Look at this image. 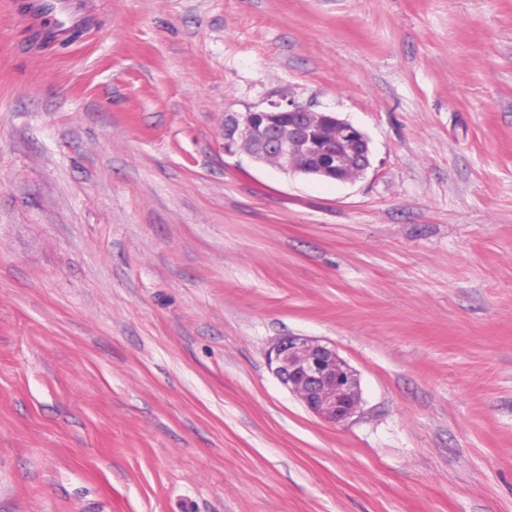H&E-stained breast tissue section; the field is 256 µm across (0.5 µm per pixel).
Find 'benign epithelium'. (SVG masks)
Here are the masks:
<instances>
[{
  "mask_svg": "<svg viewBox=\"0 0 512 512\" xmlns=\"http://www.w3.org/2000/svg\"><path fill=\"white\" fill-rule=\"evenodd\" d=\"M312 109L288 98L271 100L243 114L228 112L224 118V152L238 149L260 153L264 162L287 171L302 162V171L313 177L326 176L339 182H354L346 176L353 161L362 171L371 166L370 155L357 147L367 136L351 123L331 118L332 132L315 135L296 125ZM270 362L274 374L312 414L332 425H340L360 413V380L355 369L336 347L307 336H286L274 343Z\"/></svg>",
  "mask_w": 512,
  "mask_h": 512,
  "instance_id": "benign-epithelium-1",
  "label": "benign epithelium"
}]
</instances>
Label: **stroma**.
Returning a JSON list of instances; mask_svg holds the SVG:
<instances>
[{"label": "stroma", "mask_w": 512, "mask_h": 512, "mask_svg": "<svg viewBox=\"0 0 512 512\" xmlns=\"http://www.w3.org/2000/svg\"><path fill=\"white\" fill-rule=\"evenodd\" d=\"M75 3L0 0V512H512V0ZM283 96L365 175L225 155ZM37 8L42 13L54 16L60 31H66L76 24L78 15L71 11L67 0H36ZM289 392L312 414L340 425L360 413V380L334 345L307 336H286L274 343L270 364Z\"/></svg>", "instance_id": "35a3bbf8"}]
</instances>
